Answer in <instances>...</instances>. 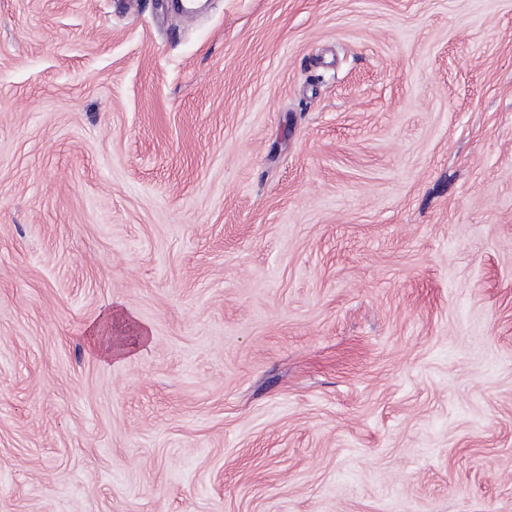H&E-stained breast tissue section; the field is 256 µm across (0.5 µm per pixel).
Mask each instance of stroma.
<instances>
[{
	"instance_id": "obj_1",
	"label": "stroma",
	"mask_w": 512,
	"mask_h": 512,
	"mask_svg": "<svg viewBox=\"0 0 512 512\" xmlns=\"http://www.w3.org/2000/svg\"><path fill=\"white\" fill-rule=\"evenodd\" d=\"M0 512H512V0H0ZM103 321V324H108L112 327L111 313H107ZM103 324H98L91 329L89 342L94 352L101 357L102 360H112V358L120 357L121 354L129 352V348L120 350L112 349V336H101Z\"/></svg>"
}]
</instances>
